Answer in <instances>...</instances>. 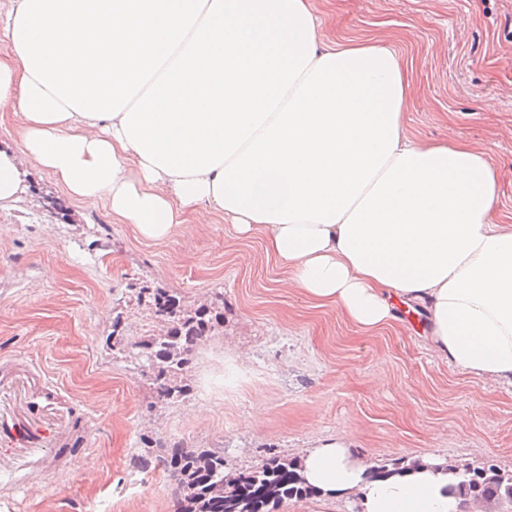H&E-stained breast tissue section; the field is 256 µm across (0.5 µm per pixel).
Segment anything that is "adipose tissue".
<instances>
[{"label":"adipose tissue","mask_w":512,"mask_h":512,"mask_svg":"<svg viewBox=\"0 0 512 512\" xmlns=\"http://www.w3.org/2000/svg\"><path fill=\"white\" fill-rule=\"evenodd\" d=\"M0 32V203L23 163L104 202L144 240L219 217L261 238L286 287L361 334L427 315L456 371L512 385V225L497 173L465 139L404 131L408 76L375 39L324 41L310 0H12ZM262 52L263 65L245 68ZM339 438L306 449L322 502L362 512H468L445 465L384 478ZM19 123L10 114L0 120V149H14L18 151Z\"/></svg>","instance_id":"ef3b65f1"}]
</instances>
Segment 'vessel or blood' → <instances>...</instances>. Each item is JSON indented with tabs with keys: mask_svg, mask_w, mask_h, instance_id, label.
Here are the masks:
<instances>
[{
	"mask_svg": "<svg viewBox=\"0 0 512 512\" xmlns=\"http://www.w3.org/2000/svg\"><path fill=\"white\" fill-rule=\"evenodd\" d=\"M59 390L41 373L12 379L0 363V488L68 472L75 451Z\"/></svg>",
	"mask_w": 512,
	"mask_h": 512,
	"instance_id": "vessel-or-blood-1",
	"label": "vessel or blood"
}]
</instances>
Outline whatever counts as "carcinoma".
<instances>
[{
	"mask_svg": "<svg viewBox=\"0 0 512 512\" xmlns=\"http://www.w3.org/2000/svg\"><path fill=\"white\" fill-rule=\"evenodd\" d=\"M148 294L153 316L166 324L162 332L140 342L150 380L158 396L177 402L186 396L187 388L177 383L183 375L190 352L205 338L224 326V298L194 310L182 307L179 297L157 288ZM224 454L215 451L174 446L168 463L180 495L181 512H273V507L294 498L316 494L304 485L297 461L269 456L259 467L247 473H224ZM458 482L448 490L465 502H476L487 496L506 494L512 487V474L496 471L493 479L482 476V467L459 469L448 466Z\"/></svg>",
	"mask_w": 512,
	"mask_h": 512,
	"instance_id": "obj_1",
	"label": "carcinoma"
}]
</instances>
